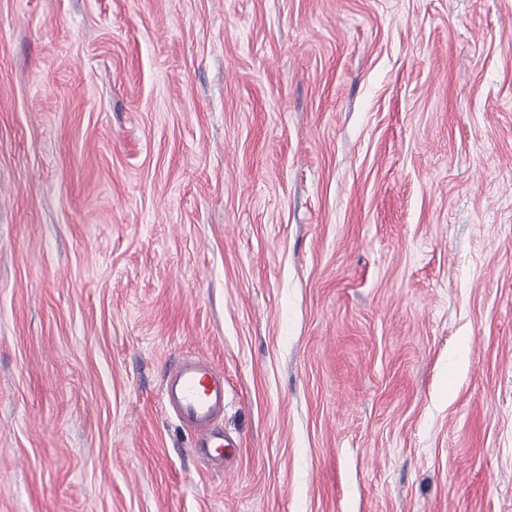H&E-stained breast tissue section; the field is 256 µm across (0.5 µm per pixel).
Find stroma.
<instances>
[{
	"label": "stroma",
	"instance_id": "35a3bbf8",
	"mask_svg": "<svg viewBox=\"0 0 512 512\" xmlns=\"http://www.w3.org/2000/svg\"><path fill=\"white\" fill-rule=\"evenodd\" d=\"M0 512H512V0H0ZM196 436L195 450L224 457V434L217 429L224 416V372L199 356L185 357L165 370L160 399Z\"/></svg>",
	"mask_w": 512,
	"mask_h": 512
}]
</instances>
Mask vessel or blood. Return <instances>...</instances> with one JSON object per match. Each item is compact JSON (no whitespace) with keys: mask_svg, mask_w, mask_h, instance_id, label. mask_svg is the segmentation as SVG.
I'll list each match as a JSON object with an SVG mask.
<instances>
[{"mask_svg":"<svg viewBox=\"0 0 512 512\" xmlns=\"http://www.w3.org/2000/svg\"><path fill=\"white\" fill-rule=\"evenodd\" d=\"M160 403L194 433L197 452L223 456L224 435L217 428L224 415L223 371L199 356L174 361L165 370Z\"/></svg>","mask_w":512,"mask_h":512,"instance_id":"b4317fda","label":"vessel or blood"}]
</instances>
